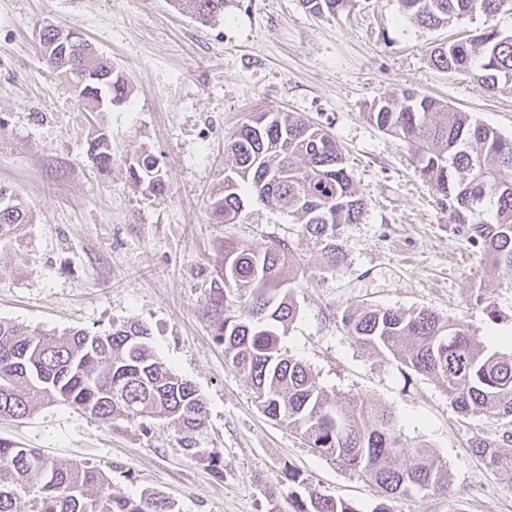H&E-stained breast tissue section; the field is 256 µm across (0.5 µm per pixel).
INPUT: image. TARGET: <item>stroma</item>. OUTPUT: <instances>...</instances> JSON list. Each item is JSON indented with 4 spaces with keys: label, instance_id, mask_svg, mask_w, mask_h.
I'll use <instances>...</instances> for the list:
<instances>
[{
    "label": "stroma",
    "instance_id": "stroma-1",
    "mask_svg": "<svg viewBox=\"0 0 512 512\" xmlns=\"http://www.w3.org/2000/svg\"><path fill=\"white\" fill-rule=\"evenodd\" d=\"M492 24L512 34L507 13L421 27L399 0H350L333 17L308 13L300 0H227L223 19L207 27L172 0H0V184L34 215L0 240V320L29 333L140 321L206 411L195 456L169 422L103 421L59 402L0 419V436L51 461L101 468L128 496L162 493L174 512H294L281 484L288 464L307 480L299 494L316 490L373 512L375 487L267 418L217 335L225 244L280 243L297 272V315L281 337L288 353L339 402L387 405L405 443L446 462L462 512H512V475L470 451L474 435H501L500 421L459 416L438 381L354 344L341 322L352 306L425 308L467 320L486 348L512 349V285L454 232L447 197L419 174L408 143L367 117L380 96L409 88L512 137L511 93L488 94L427 54L453 33ZM47 25L81 34L122 72L130 103L87 111L42 60ZM270 109L332 134L367 204L361 223L338 231L337 265L292 217L257 198L238 223L210 218L229 137ZM101 131L116 156L106 174L87 155ZM139 146L159 159L161 194H142L128 176L122 158ZM498 334L505 342L495 343Z\"/></svg>",
    "mask_w": 512,
    "mask_h": 512
}]
</instances>
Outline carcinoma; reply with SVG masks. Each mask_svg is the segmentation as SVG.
I'll return each mask as SVG.
<instances>
[{"mask_svg": "<svg viewBox=\"0 0 512 512\" xmlns=\"http://www.w3.org/2000/svg\"><path fill=\"white\" fill-rule=\"evenodd\" d=\"M204 26L224 17V0H174ZM411 21L430 28L463 16L494 18L512 11V0H400ZM347 0H301L314 15H334ZM431 63L466 76L489 93L512 92V34L494 26L430 50ZM49 65L74 84L79 101L112 107L131 93L128 80L111 73L101 80L57 62ZM368 117L379 129L406 141L418 172L448 198L454 231L478 248L488 265L512 278V139L468 112L411 89L375 101ZM231 164L210 203L220 224L240 218L252 195L288 213L301 232L315 238L336 264V235L342 224H358L366 204L347 170L336 140L296 112L269 110L243 123L230 137ZM87 154L102 171L112 168V144L102 135L88 141ZM124 163L141 192L161 193L165 182L156 157L139 148ZM33 223L24 200L0 185V239ZM281 246L257 250L224 247V320L218 336L225 355L251 384L265 416L300 432L312 451L359 472L382 501L373 512H394L392 502L420 486L450 497L448 467L421 445L409 447L393 412L375 402L338 404L303 362L280 345V331L294 320L295 276ZM239 303L249 316L230 312ZM347 335L404 368L436 379L451 406L464 416H489L512 425V351L488 349L468 323L450 321L429 309L396 310L359 306L344 312ZM150 330L137 321L104 332L65 330L32 334L0 320V417L25 418L42 405L59 402L95 418H156L177 424L187 452L204 424L197 389L154 354ZM476 435L470 450L488 468L512 472L511 442ZM29 488L27 512H174L160 492L135 499L112 486L100 468L45 459L34 448L0 438V512H19L18 492ZM294 512H360L350 502L316 491L296 499Z\"/></svg>", "mask_w": 512, "mask_h": 512, "instance_id": "carcinoma-1", "label": "carcinoma"}]
</instances>
